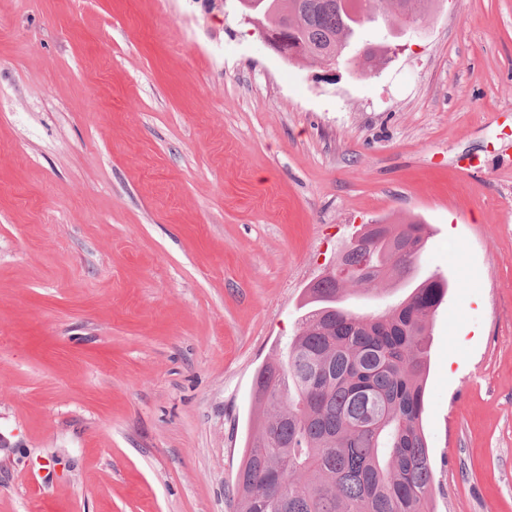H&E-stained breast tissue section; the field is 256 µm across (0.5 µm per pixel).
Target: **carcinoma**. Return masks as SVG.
<instances>
[{
	"instance_id": "cac0c4a2",
	"label": "carcinoma",
	"mask_w": 512,
	"mask_h": 512,
	"mask_svg": "<svg viewBox=\"0 0 512 512\" xmlns=\"http://www.w3.org/2000/svg\"><path fill=\"white\" fill-rule=\"evenodd\" d=\"M395 24L422 16L427 0H389ZM242 13L288 41V59L328 63L364 46L367 75L395 52L364 41L383 0H239ZM429 235L418 221L365 224L336 266L308 289L307 310L282 359L254 381L260 417L237 474L235 512H430L433 472L422 430L430 322L448 281L419 274ZM406 288L368 313L345 291Z\"/></svg>"
}]
</instances>
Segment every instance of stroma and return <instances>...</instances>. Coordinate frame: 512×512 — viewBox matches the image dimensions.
I'll use <instances>...</instances> for the list:
<instances>
[{
  "label": "stroma",
  "mask_w": 512,
  "mask_h": 512,
  "mask_svg": "<svg viewBox=\"0 0 512 512\" xmlns=\"http://www.w3.org/2000/svg\"><path fill=\"white\" fill-rule=\"evenodd\" d=\"M371 75L236 0H0V512H233L254 378L361 225L430 227L434 512H512V0Z\"/></svg>",
  "instance_id": "35a3bbf8"
}]
</instances>
